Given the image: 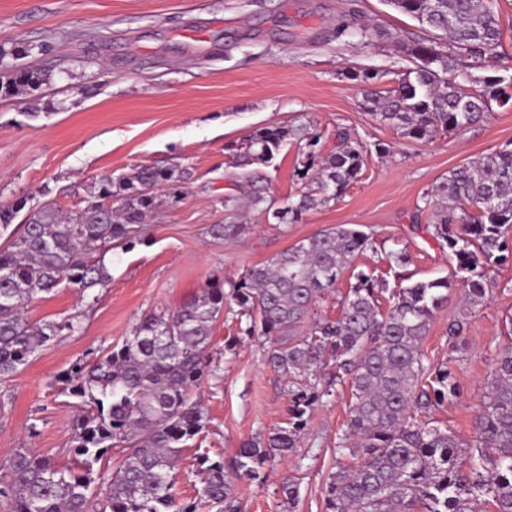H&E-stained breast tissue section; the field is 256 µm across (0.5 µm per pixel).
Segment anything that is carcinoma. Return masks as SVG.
Returning a JSON list of instances; mask_svg holds the SVG:
<instances>
[{
  "label": "carcinoma",
  "instance_id": "obj_1",
  "mask_svg": "<svg viewBox=\"0 0 512 512\" xmlns=\"http://www.w3.org/2000/svg\"><path fill=\"white\" fill-rule=\"evenodd\" d=\"M428 33L400 41L412 66L395 73L384 96H365L364 107L410 141H429L483 121L492 103L512 101V73L499 66L495 49L503 34L489 0H386ZM363 43L387 38L377 25L349 29ZM44 54L49 45L0 49V95L51 85L52 70L19 68L7 61ZM489 71L461 84L452 75L470 67ZM310 126L266 127L237 147L234 165L250 187L251 201H265L252 165L269 166L289 142L307 151L300 175L308 191L285 207L266 210L280 224H293L313 208L339 200L363 175L371 151L342 128L327 155ZM173 169L141 167L122 178L121 203L112 178L100 181L84 205L64 216L45 201L31 209L21 232L10 230L25 207H0V384L12 379L49 341L80 329L78 317L32 323L25 305L64 283L96 299L111 275L105 256L117 245L141 241L140 224L163 203L158 190H178ZM432 212L433 239L456 260L452 278L463 283L462 311L491 291L487 268L512 255V143L448 171L424 207ZM246 224H215L210 232L238 238ZM372 234L338 225L326 228L254 267L229 289L212 285L179 309L142 317L120 345L91 363L76 361L58 377L75 399L70 451L75 465L60 468L32 448H18L0 465V512H241L232 479L264 482L278 456L285 457L306 429L315 407L349 387L347 432L339 456L358 455L352 466L337 461L325 487L326 512H512V316L476 416L474 444L465 447L447 427L421 421L459 395L446 366L424 364L421 345L448 301L451 278L417 281L384 292L360 269L336 319L311 317L316 302L336 288L355 258L372 246ZM236 316L242 336L268 343L267 362L288 384V426L245 442L236 459L204 450L194 457L201 487L187 501L176 498V467L184 449L207 428V416L190 392L212 375L209 347L213 322ZM117 455L108 472L99 463Z\"/></svg>",
  "mask_w": 512,
  "mask_h": 512
}]
</instances>
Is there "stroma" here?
I'll return each instance as SVG.
<instances>
[{"label": "stroma", "mask_w": 512, "mask_h": 512, "mask_svg": "<svg viewBox=\"0 0 512 512\" xmlns=\"http://www.w3.org/2000/svg\"><path fill=\"white\" fill-rule=\"evenodd\" d=\"M367 24L382 26L388 39L363 45L336 35L341 26ZM418 30L384 0H0V47L50 41V55L21 63L56 72L43 92L0 97V207L51 200L69 213L106 175L117 182L154 166L182 176L178 198H165L147 216L141 243L107 254L112 279L96 301H79L74 289L62 288L26 305L29 321L76 313L81 328L48 343L0 385V463L14 449L33 448L71 464L75 411L57 381L64 369L122 344L144 315L179 308L210 282L237 279L322 229L350 224L373 232V247L353 266L388 288L403 276H449L454 262L432 239L423 200L449 170L512 140V103L493 105L483 122L430 141L407 140L375 119L363 106L362 82L349 73L405 66L398 40ZM301 122L323 143L341 127L388 153L370 154L362 177L338 201L280 225L262 206L245 204L232 149L257 129ZM302 161L301 146L291 143L266 167L276 206L302 193ZM228 195L241 197L240 208L225 209ZM214 224L250 230L233 242L213 237ZM399 248L410 255L403 268L387 259ZM489 278L488 300L466 313L459 288H451L422 344L428 363L448 365L460 387L434 416L466 441L475 435L490 372L507 342L500 331L512 315V260L491 267ZM460 316L467 322L463 336L449 337V321ZM237 331L232 315L214 322L216 374L201 389L208 418L201 445L228 461L255 434L285 426L288 408L286 383L266 363L264 338L226 350ZM347 407L343 396L319 406L267 481H234L243 512H326L325 484L336 468ZM287 480L299 488L292 505L281 492Z\"/></svg>", "instance_id": "35a3bbf8"}]
</instances>
